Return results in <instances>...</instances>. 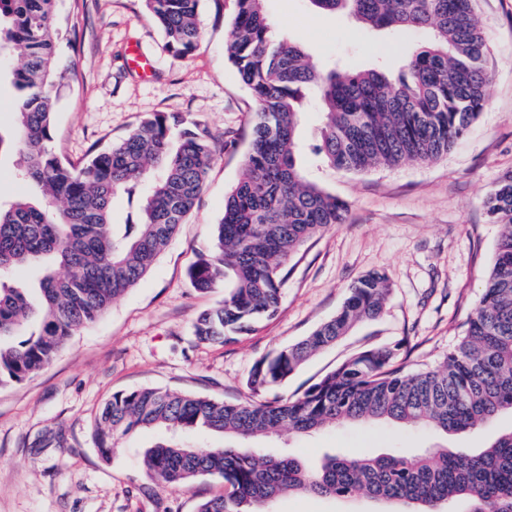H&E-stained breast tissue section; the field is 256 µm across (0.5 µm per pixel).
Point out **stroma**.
I'll use <instances>...</instances> for the list:
<instances>
[{"mask_svg":"<svg viewBox=\"0 0 512 512\" xmlns=\"http://www.w3.org/2000/svg\"><path fill=\"white\" fill-rule=\"evenodd\" d=\"M56 9L61 22L76 30L74 48L64 52L75 75L54 92L52 146L60 157L82 163L92 146L119 140L159 112L181 114L230 147L217 153L195 210L154 268L75 333L47 367L0 387V512H196L201 501L223 494L222 479L206 476L185 485L149 477L141 458L162 437L159 429L117 437L111 459H104L93 435L99 409L114 393L142 387L248 401L252 365L334 317L349 285L365 274L382 272L389 279L382 315L312 356L275 395L292 396L354 354L402 339L412 350L411 367L443 362L475 309L500 234L484 201L512 172V0H474L488 47L487 102L447 155L361 173L333 169L311 150L321 117L315 104L305 107L302 172L347 203L348 221L292 256L277 318L228 344L193 336L197 316L221 301L224 291H198L188 270L209 246L224 196L242 174L256 108L226 57L232 0H201L202 37L184 59L169 51L144 0H57ZM266 9L276 34L299 41L320 67L335 60L351 69L371 67L374 46L388 41L395 47L389 69L396 74L427 39L421 30L368 31L346 16L314 11L308 0H266ZM134 47L150 60L151 78L131 68ZM511 429L512 413L506 411L474 431L446 438L421 427L373 423L285 432L260 445L315 462L344 450L378 455L445 445L470 452ZM389 509L362 495L305 494L283 497L273 507Z\"/></svg>","mask_w":512,"mask_h":512,"instance_id":"1","label":"stroma"}]
</instances>
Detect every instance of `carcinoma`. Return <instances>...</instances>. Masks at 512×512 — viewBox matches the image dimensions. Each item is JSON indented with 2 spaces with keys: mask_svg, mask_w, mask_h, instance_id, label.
<instances>
[{
  "mask_svg": "<svg viewBox=\"0 0 512 512\" xmlns=\"http://www.w3.org/2000/svg\"><path fill=\"white\" fill-rule=\"evenodd\" d=\"M57 0H0V56L21 50L9 70L17 91L11 147L17 182L37 191L0 201V386L49 365L79 329L144 278L196 207L207 184L217 139L178 114L157 113L124 138L93 150L80 169L52 147L54 89L63 33ZM201 0H145L174 56L201 37ZM228 60L255 102L241 179L224 198L208 253L189 270L194 288L221 283L224 300L193 323L200 342L231 343L275 318L283 270L308 240L346 222L347 205L301 172V109L321 110L316 153L334 169L433 161L448 153L481 114L490 74L486 41L473 0H310L345 12L375 30L424 29L430 38L405 60L398 78L377 64L362 70L316 67L304 47L277 37L266 0H233ZM143 193L137 221L112 222L122 190ZM501 225L495 258L464 336L434 368L405 371L407 342L365 350L290 398H264L311 356L383 311L387 277L369 273L348 290L340 311L299 342L251 367L244 403L160 387L113 394L96 417L97 447L112 455L117 435L161 427L171 434L144 453L142 465L162 482L219 476L224 494L197 512H269L280 497L363 494L418 512H512V430L472 453L447 448L379 456L340 453L311 466L289 454L242 445L288 429L310 434L339 424L387 422L437 433L468 432L512 411V175L486 200ZM28 270L31 287L13 277ZM210 432L236 440L207 448L176 438Z\"/></svg>",
  "mask_w": 512,
  "mask_h": 512,
  "instance_id": "1",
  "label": "carcinoma"
}]
</instances>
